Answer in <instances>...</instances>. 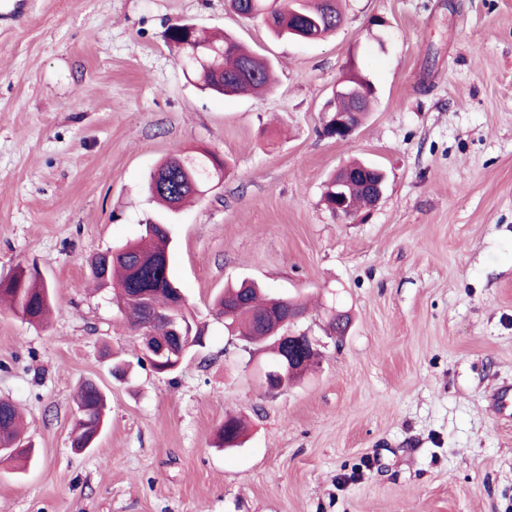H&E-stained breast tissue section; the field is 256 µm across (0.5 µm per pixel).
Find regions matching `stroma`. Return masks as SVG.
<instances>
[{
  "instance_id": "1",
  "label": "stroma",
  "mask_w": 512,
  "mask_h": 512,
  "mask_svg": "<svg viewBox=\"0 0 512 512\" xmlns=\"http://www.w3.org/2000/svg\"><path fill=\"white\" fill-rule=\"evenodd\" d=\"M340 7L318 42L228 0H30L0 23V277L34 267L55 287L46 324L0 306V398L36 450L24 471L0 462V512H512V415L489 402L512 384V0ZM181 21L270 59L273 88L198 90L166 40ZM355 73L371 111L349 140L320 136ZM203 151L226 174L174 216L171 273L208 342L158 375L89 262L161 219V162ZM352 159L385 191L339 219L322 192ZM242 279L308 304L288 331L319 363L287 389L259 386L262 353L214 315ZM86 380L110 411L79 453ZM230 414L247 434L224 450Z\"/></svg>"
}]
</instances>
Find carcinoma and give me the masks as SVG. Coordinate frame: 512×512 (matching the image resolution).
<instances>
[{
  "label": "carcinoma",
  "instance_id": "1",
  "mask_svg": "<svg viewBox=\"0 0 512 512\" xmlns=\"http://www.w3.org/2000/svg\"><path fill=\"white\" fill-rule=\"evenodd\" d=\"M231 8L250 17L270 21L271 33L280 38L306 33L321 39L336 30L342 21L338 4L332 0H296L293 11L282 10L278 0H230ZM167 41L177 53L181 65L203 91L229 95L248 90L267 89L271 83L270 62L243 47L233 38L210 40L197 27L184 33L170 26ZM370 85L353 75L341 82L335 94L337 112L368 111ZM225 168L212 153L172 157L157 166L162 173L155 179L150 173L148 191L159 204L177 212L190 200L200 196L202 185L216 169ZM346 174L331 178L325 185L323 200L333 209L336 196L346 195L351 204L361 208L369 203L362 179L354 176L363 164L354 162L345 167ZM171 225L143 224L138 238L115 250L97 255L90 264L92 279L100 288H109L118 299L119 310L129 326L142 337L166 338L173 334L172 319L187 320L186 298L170 272L169 247ZM51 288L38 276L20 267L11 276L0 279V300L7 301L24 319L41 323L50 307ZM216 313L231 317L224 321L226 331L249 345L263 344L271 351V362L282 357L273 337L280 335L279 323L286 321L292 306L305 309L301 303L271 296L254 282H242L224 288L213 302ZM106 395L93 382L82 384L76 398L82 416L71 431V442L81 448L105 424ZM21 417L15 404L0 401V448L7 451L6 460L24 469L32 459L33 448L19 435ZM242 435L241 421L229 417L217 431L220 447L238 446Z\"/></svg>",
  "mask_w": 512,
  "mask_h": 512
}]
</instances>
